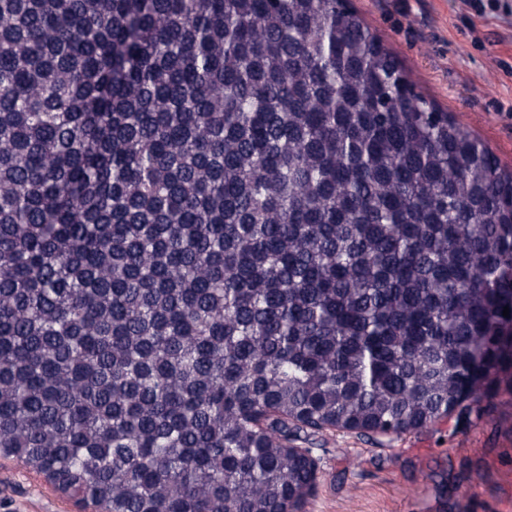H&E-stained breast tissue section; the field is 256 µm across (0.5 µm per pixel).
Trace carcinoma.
Returning <instances> with one entry per match:
<instances>
[{"instance_id":"cac0c4a2","label":"carcinoma","mask_w":512,"mask_h":512,"mask_svg":"<svg viewBox=\"0 0 512 512\" xmlns=\"http://www.w3.org/2000/svg\"><path fill=\"white\" fill-rule=\"evenodd\" d=\"M477 355L512 373V168L344 0H0V456L300 512L298 432L480 417Z\"/></svg>"}]
</instances>
